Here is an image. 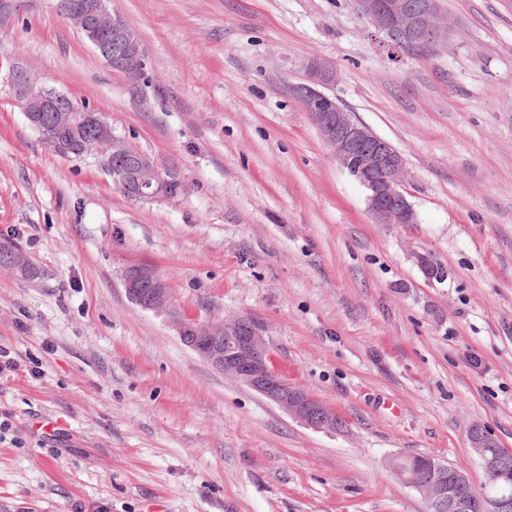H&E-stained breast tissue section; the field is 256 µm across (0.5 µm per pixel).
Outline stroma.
I'll return each mask as SVG.
<instances>
[{"instance_id":"35a3bbf8","label":"stroma","mask_w":512,"mask_h":512,"mask_svg":"<svg viewBox=\"0 0 512 512\" xmlns=\"http://www.w3.org/2000/svg\"><path fill=\"white\" fill-rule=\"evenodd\" d=\"M147 48L130 86L55 0L0 10V512H425L389 467L431 455L485 481L479 427L512 448V0H444L434 55L390 58L353 0H111ZM399 150L417 221L377 223L293 93L302 65ZM20 64L174 167L136 200L48 151ZM428 255L442 269L427 277ZM148 265L202 321L261 323L272 363L344 426L301 425L132 302ZM42 374L31 377V367ZM54 421L46 435L39 424Z\"/></svg>"}]
</instances>
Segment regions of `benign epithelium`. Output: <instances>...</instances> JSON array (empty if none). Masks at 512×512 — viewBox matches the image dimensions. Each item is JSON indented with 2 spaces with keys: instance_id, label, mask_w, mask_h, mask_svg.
Instances as JSON below:
<instances>
[{
  "instance_id": "benign-epithelium-1",
  "label": "benign epithelium",
  "mask_w": 512,
  "mask_h": 512,
  "mask_svg": "<svg viewBox=\"0 0 512 512\" xmlns=\"http://www.w3.org/2000/svg\"><path fill=\"white\" fill-rule=\"evenodd\" d=\"M65 20L90 43L107 66L112 44L121 47L124 75L131 83L143 80L147 49L138 32L109 6L110 0H59ZM357 14L381 33L388 45L409 55L424 56L448 36L438 0H354ZM303 82L293 88L304 103L336 161L355 176L367 192L369 207L379 224H414L416 213L404 190L406 162L394 146L378 137L325 93L337 80L336 68L319 59L304 63ZM23 105L25 118L46 149L65 158L94 155L125 194L153 199L167 194L176 172L131 148L112 133L95 110L46 86L28 70L13 66L7 75ZM94 131L95 143L85 142ZM11 256L10 269L23 277L31 269L19 246L1 240L0 250ZM129 298L141 308L165 314L181 341L211 365L246 384L280 407L288 416L314 428L336 429V415L308 391L293 386L270 365L265 328L247 316L219 324L183 315L166 281L153 269L132 266L123 275ZM494 439L479 428L471 433L472 448L486 475V494L466 497L471 485L457 468L435 459L425 472L412 469L405 457L389 462L406 487L418 493L436 512H507L512 498L500 491L512 476V460L491 451Z\"/></svg>"
}]
</instances>
